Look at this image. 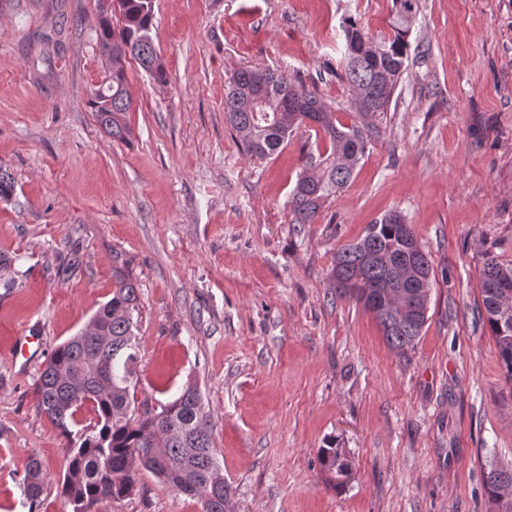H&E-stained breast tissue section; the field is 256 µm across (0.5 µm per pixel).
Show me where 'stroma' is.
<instances>
[{
    "label": "stroma",
    "mask_w": 512,
    "mask_h": 512,
    "mask_svg": "<svg viewBox=\"0 0 512 512\" xmlns=\"http://www.w3.org/2000/svg\"><path fill=\"white\" fill-rule=\"evenodd\" d=\"M108 0H0V512H61L66 440L37 404L51 352L112 295L139 289L136 401L197 386L231 488L230 512H493L486 472L512 468V382L481 314L487 258L512 263V0H418L409 61L349 183L315 223L288 197L328 137L298 126L246 154L224 120L227 79L287 73L337 122L360 118L343 80L342 25L390 35L393 0H155L167 73L126 63L130 143L88 104L108 75L97 34ZM433 269L413 349L337 296V250L387 212ZM26 337L25 355L13 341ZM336 440L350 466L324 471ZM39 458L37 501L21 474ZM94 512H201L151 473Z\"/></svg>",
    "instance_id": "1"
}]
</instances>
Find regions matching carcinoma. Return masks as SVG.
<instances>
[{"instance_id": "1", "label": "carcinoma", "mask_w": 512, "mask_h": 512, "mask_svg": "<svg viewBox=\"0 0 512 512\" xmlns=\"http://www.w3.org/2000/svg\"><path fill=\"white\" fill-rule=\"evenodd\" d=\"M124 14L119 30L100 24L98 43L110 64V80L91 90L89 105L112 139L128 142L127 121L132 100L126 87V57L132 56L153 80L164 83L167 74L151 38L154 0H118ZM417 0H395L392 34L369 36L357 22L344 27L346 52L344 79L353 90L352 107L362 125L336 123L320 98L299 89L286 74L270 69L242 68L224 88V116L246 152L257 158L279 152L294 127L310 118L329 137L332 153L309 159L299 173L288 205L295 224L316 221L325 200L350 180L365 155L371 133L367 120L388 110L408 60V36ZM333 288L341 298L360 301L358 293L375 284L430 292L431 265L418 244L412 226L399 214L389 213L367 226L365 233L336 252ZM112 297L102 304L82 331L55 348L36 382L38 406L67 438L68 455L61 478L64 512H91L100 502L121 500L132 494L138 475L149 472L172 490L196 498L202 512H227L231 488L217 493L211 484L224 475L212 446L213 425L199 389L183 388L180 395L154 407L135 403L140 345L133 331L139 292L133 279L117 268ZM512 283V264L494 258L484 262L480 291L486 323L494 337L505 376L512 379V324L500 322L498 309L512 310V294L498 293V285ZM428 306L393 304V312L375 314L389 345L409 349L421 336ZM91 404L93 423L70 429L74 416ZM46 478L37 459L29 460L22 478L27 499L36 501ZM484 484L488 498L511 502L512 469L493 468Z\"/></svg>"}]
</instances>
